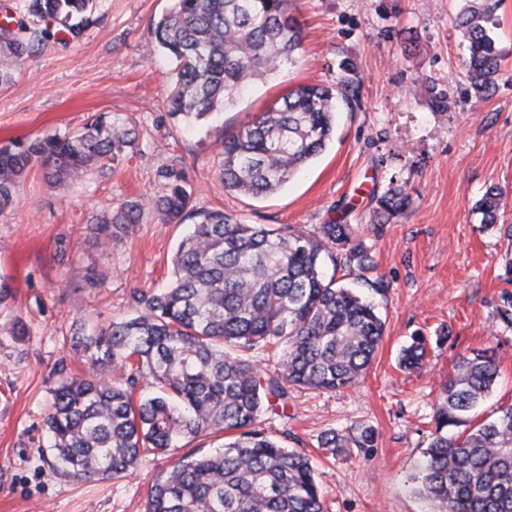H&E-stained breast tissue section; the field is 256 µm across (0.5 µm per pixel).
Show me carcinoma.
<instances>
[{"label":"carcinoma","instance_id":"1","mask_svg":"<svg viewBox=\"0 0 512 512\" xmlns=\"http://www.w3.org/2000/svg\"><path fill=\"white\" fill-rule=\"evenodd\" d=\"M44 22L8 21L0 32V87L52 36L76 39L91 22L96 0H25ZM457 16L466 43V78L477 99L492 95L502 77L491 36L488 0H463ZM155 45L174 64L169 115L193 125L293 62L301 26L290 0H172L152 23ZM336 84L303 85L269 105L251 123L224 135L218 180L224 190L266 196L281 189L331 140L339 102L357 95L352 65ZM136 131L110 114L94 117L80 134L16 139L0 146V211L12 207L33 166L57 187L91 169H112L135 149ZM165 192L155 213L166 224L197 217L173 257L164 288L135 289L132 313L106 326L78 320L70 351L86 361L82 377L60 362L44 423L50 466L76 479L122 477L144 448L167 453L207 432L232 434L222 451L185 455L158 473L146 512H323L315 469L305 453L268 435L261 417L288 405L289 389L335 391L353 386L384 336L375 304L339 283L341 271L364 269L370 256L349 224H320L312 232L289 225L242 224L222 211L192 214L183 171L161 172ZM410 196L395 186L376 198L371 223L398 218ZM507 201L496 187L476 203L481 224L512 241L503 224ZM139 202L126 200L97 215L100 244L116 229L141 221ZM501 324L512 328V291L501 293ZM427 338L415 336L400 364L424 365ZM142 377L157 392L134 400ZM499 378L491 351L460 357L448 377L435 430L414 474L412 490L438 512H512V406L492 421L453 437L459 423L490 394ZM374 430H331L318 439L330 453L368 448Z\"/></svg>","mask_w":512,"mask_h":512}]
</instances>
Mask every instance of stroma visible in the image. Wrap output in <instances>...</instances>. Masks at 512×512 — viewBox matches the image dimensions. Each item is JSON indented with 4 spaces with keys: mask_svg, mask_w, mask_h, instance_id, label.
I'll list each match as a JSON object with an SVG mask.
<instances>
[{
    "mask_svg": "<svg viewBox=\"0 0 512 512\" xmlns=\"http://www.w3.org/2000/svg\"><path fill=\"white\" fill-rule=\"evenodd\" d=\"M302 26L295 61L257 81L219 121L189 130L168 115L172 66L150 28L170 0H99L96 20L72 42H48L27 58L11 87L0 89V145L17 138L74 135L95 114L112 112L138 131L134 153L112 170H93L60 189L41 168L21 183L11 209L0 212V276L14 286L13 313L27 334H0V512H145L154 477L175 457L220 448L204 433L165 454L142 451L121 478L76 480L53 470L39 442L50 411L55 369L73 374L75 320L108 324L130 314L132 289L158 288L187 227L157 223L154 201L162 170L185 169L189 208L220 210L244 224H288L304 231L340 222L373 259L351 283L378 297L384 336L358 385L335 392L291 390L285 413L260 424L270 436L307 453L316 469L324 512H430L410 477L435 429L434 408L461 355L494 351L500 377L473 412L490 420L512 405V328L497 319L507 243L482 230L476 202L491 186L507 197L512 224V0H498L493 33L503 52V78L480 100L467 91V49L456 28L462 0H291ZM350 61L361 81L358 100L340 104L325 150L269 196L224 191L215 177L223 134L247 126L273 101L307 84H334ZM449 109L434 111L429 87ZM406 188L410 208L376 229L374 200L391 184ZM135 199L142 220L97 242L93 220ZM73 243L68 258L60 240ZM448 342H436L438 331ZM430 340L426 367L399 364L412 336ZM371 426L370 448L324 454L328 430Z\"/></svg>",
    "mask_w": 512,
    "mask_h": 512,
    "instance_id": "35a3bbf8",
    "label": "stroma"
}]
</instances>
